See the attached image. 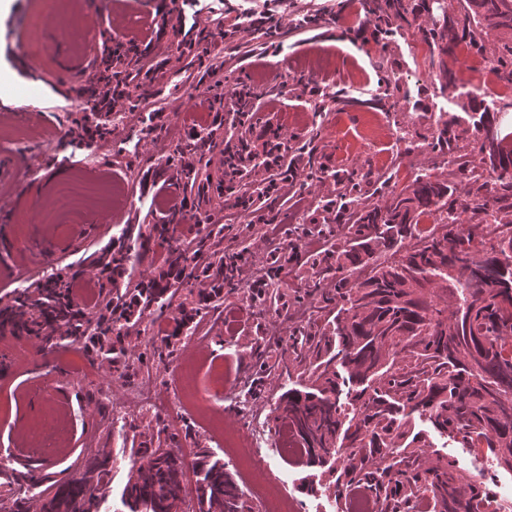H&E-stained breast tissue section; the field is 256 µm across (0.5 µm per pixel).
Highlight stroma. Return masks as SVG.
<instances>
[{
	"mask_svg": "<svg viewBox=\"0 0 512 512\" xmlns=\"http://www.w3.org/2000/svg\"><path fill=\"white\" fill-rule=\"evenodd\" d=\"M222 16L211 30L205 56H184L165 78L147 86L139 111L165 108L164 131L148 134L136 114L112 113L113 134L102 143V159L88 161L86 150L70 145L67 132L81 118L85 103L76 89L90 86L101 63L117 44L142 42L154 35V23L166 17L175 23L182 0H0V130L23 126L53 141L51 149L22 156L26 168H42L43 178L22 179L0 187V211L11 221L0 224L12 251L0 253V309L13 305L17 281L36 282L41 266L69 276L94 269L125 253L135 270L161 268L171 241L207 240L214 254L243 253L246 276L236 289H223L201 301L196 281L172 283L170 306L164 315L140 310L130 317L127 353L116 360L90 357L88 369L74 365L86 342L72 337L49 345L23 332H0V358L12 370L0 375V468L33 472L35 500L55 491L57 484L97 453L112 460V484L106 491L105 512H120L121 495L134 466V449L176 448L186 462L204 450L225 457L224 431L260 429L265 437L282 440L274 403L286 382L281 371L293 354L291 335L310 322L324 323L328 311L323 295L334 293L341 272H321L328 239L343 237L345 225L327 222L323 203L335 191L330 175L341 169L377 171L379 160L395 162L396 187L410 182L417 169L433 165L430 152L403 156V145L388 127H406L429 134L427 112L458 116L471 109L469 98L450 90L423 93L432 71L425 44L406 38L392 43L366 33L368 0H272L274 13L309 17L299 29H283L276 38L240 34L225 41L224 30L238 23L244 0H223ZM394 60L399 88L385 94L387 60ZM221 63L218 89L194 95L190 86L203 65ZM18 86L32 88L28 97L15 95ZM343 94L340 103L314 109L311 88ZM251 93L253 118L271 126L288 140L289 155L309 146L311 162L299 163L297 177L282 185L277 197L263 203L266 217L279 227L267 233L256 225L253 236H242L241 219L224 197L214 192L224 173L197 159L192 184L179 179L173 150L188 126L213 139L208 154L219 157L228 140H237L240 127L231 118L214 125L209 103L215 95L235 90ZM385 95L383 108L363 107V100ZM118 185L127 201L106 212L92 205L72 209L62 204L61 188L71 180ZM189 196L196 213L177 215L167 237L154 234L164 219L166 201ZM208 221L196 223L195 214ZM270 234L273 246L293 261L283 270L278 298L251 299L249 275L268 276L269 255L254 245V237ZM53 251L43 252L44 242ZM173 344L171 357L146 358L150 346ZM191 368L194 384L207 389L216 373L248 390L249 412L220 402L222 416L213 420L193 408L171 413L163 403ZM150 384L157 399L150 409L130 406L132 393ZM126 405L121 424L112 422V406ZM426 438L443 455L455 460L462 479H480L492 454L485 448H466L460 440L444 441L433 429ZM274 477L301 512H337L333 499L311 496L306 485L313 469L295 459L270 458Z\"/></svg>",
	"mask_w": 512,
	"mask_h": 512,
	"instance_id": "1",
	"label": "stroma"
}]
</instances>
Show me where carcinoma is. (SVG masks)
<instances>
[{
	"label": "carcinoma",
	"instance_id": "carcinoma-1",
	"mask_svg": "<svg viewBox=\"0 0 512 512\" xmlns=\"http://www.w3.org/2000/svg\"><path fill=\"white\" fill-rule=\"evenodd\" d=\"M438 10L428 26L413 25L409 0H371L375 30L410 36L425 44L433 80L445 91L456 79L444 61L465 44L491 57L500 80L512 83V39L488 51L491 31L512 34V0H463V16L448 15L445 0H420ZM474 111L473 150L488 179L467 190V225L461 224L454 189L431 168L417 171L401 190L390 178L344 169L333 174L349 238L331 255L355 278L336 284L326 326L302 334L294 361L298 389L279 398L275 419L298 439L301 463L334 479V499L364 491L378 512H497L483 484L463 488L457 465L428 451L414 416L446 437L490 449L498 467L512 469V150L503 148L494 110L479 102ZM458 120L440 112L432 141L403 131L404 155L429 145L436 158L460 160ZM204 151L200 142L176 149L187 158L181 175L192 179L189 159ZM381 204L370 198L382 191ZM433 219V226L422 228ZM390 252L383 262L378 250ZM121 317L111 309L88 336L92 349L123 354ZM147 466L125 486L124 512H174L184 499V457L154 448ZM197 512H243L238 484L224 460L205 455L196 463ZM107 457H93L73 474L42 512H101L111 482Z\"/></svg>",
	"mask_w": 512,
	"mask_h": 512
}]
</instances>
